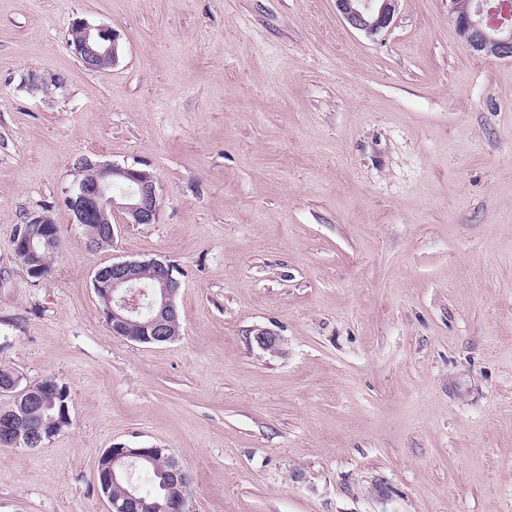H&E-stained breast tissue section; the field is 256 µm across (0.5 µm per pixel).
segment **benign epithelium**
<instances>
[{"instance_id":"benign-epithelium-1","label":"benign epithelium","mask_w":512,"mask_h":512,"mask_svg":"<svg viewBox=\"0 0 512 512\" xmlns=\"http://www.w3.org/2000/svg\"><path fill=\"white\" fill-rule=\"evenodd\" d=\"M450 11L459 34L475 52L496 58H512V30L488 19L487 10L476 7L462 11L458 0H449ZM398 0H335L337 11L352 28L372 36L391 23ZM79 28L80 40L72 52L89 71L102 72L117 61L118 35L105 25H91L82 19L73 21ZM77 179L68 196V203L78 224H97L95 242L88 244L96 252L112 246L114 229L106 214L124 215L128 224L155 223L159 196L156 176L134 165H119L86 157L76 162ZM125 184L127 189L112 193V185ZM28 223L30 232L16 239L13 252L27 269L39 263L40 247L57 245L54 236L44 235L36 227L47 223L45 216L34 215ZM153 268L152 281L147 287L139 285L140 268ZM175 266L158 259L147 261H117L99 268L92 287L112 335L135 342L150 344L173 341L178 337V310L175 302L181 288L174 275ZM257 345L271 352L280 349V338L267 330L254 336ZM18 377L0 381V390L13 395L8 412L0 414V441L19 448H39L71 422L67 386L54 378L36 384L20 386ZM59 407L56 415L36 427L20 433L14 424L19 420L43 417L44 412ZM165 457L167 467L157 472L164 491L163 502L144 497L130 488L120 498L112 497V486L125 477L129 462ZM95 481L98 491L109 503L108 512H190L184 488L190 482L188 473L166 448H127L114 446L104 451L98 460Z\"/></svg>"}]
</instances>
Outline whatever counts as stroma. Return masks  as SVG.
I'll return each mask as SVG.
<instances>
[{
    "instance_id": "obj_1",
    "label": "stroma",
    "mask_w": 512,
    "mask_h": 512,
    "mask_svg": "<svg viewBox=\"0 0 512 512\" xmlns=\"http://www.w3.org/2000/svg\"><path fill=\"white\" fill-rule=\"evenodd\" d=\"M77 18L116 31L112 68L74 56ZM82 156L152 171L155 223L89 251ZM35 213L61 237L40 281L11 245ZM151 258L179 336L129 343L92 277ZM0 366L71 414L0 447V512H106L115 444L169 449L192 512H512V59L448 0L374 36L334 0H0ZM459 34L479 54L496 58H512V30L488 19L487 9L475 7L461 11L458 0H448Z\"/></svg>"
}]
</instances>
